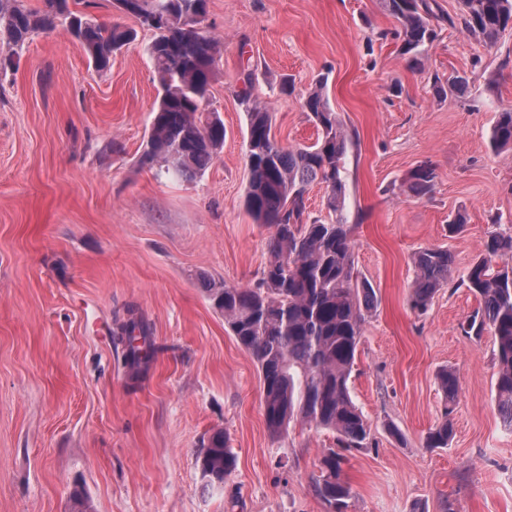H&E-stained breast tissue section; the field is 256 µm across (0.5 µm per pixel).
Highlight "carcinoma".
<instances>
[{
    "label": "carcinoma",
    "instance_id": "1",
    "mask_svg": "<svg viewBox=\"0 0 512 512\" xmlns=\"http://www.w3.org/2000/svg\"><path fill=\"white\" fill-rule=\"evenodd\" d=\"M434 0H383L399 28L381 30L377 39L401 41L403 53L419 65L425 46L437 37L432 20L457 26L489 45L512 31V0H460V12L438 16ZM128 4L125 15L159 14L164 20L148 27L153 39L148 54L160 88L149 136L139 162L165 166V173L192 180L200 177L224 146V122L205 111L214 78L219 43L204 29L208 0H113ZM71 0H43V9L27 8L23 0H0V47L20 49L39 31L66 27L100 72L112 56L135 40L136 31L120 22H104ZM303 109L317 129L311 146L285 148L272 136V116L253 104L248 110L246 157L248 185L244 207L257 224L273 228L269 258L252 287L211 283L213 307L224 316L237 343L256 363L263 383L262 407L268 431L278 436L300 421L335 433L342 448L372 444L371 426L351 396L350 377L362 337L364 312L377 304L367 282L353 285V225L343 216L346 196L345 158L351 137L334 112L323 84L309 92ZM496 151L512 149V108L498 113L490 133ZM434 169L419 166L410 191L428 193ZM326 188V207L336 219L308 221L305 196L310 186ZM415 279L410 303L426 309L436 292L453 281L452 255L425 248L413 257ZM478 300L463 332L474 339L493 337L497 371L495 402L504 426L512 430V228L489 233L481 254L460 280ZM119 340L124 359L137 379L154 358L149 327L136 318L122 326ZM437 381L445 398L441 420L425 438L428 448H446L453 435L452 409L458 394L453 370L443 368ZM344 457L331 449L320 461L314 492L330 512H347L351 488L344 478ZM209 485H222L236 468V456L224 432L215 433L199 457Z\"/></svg>",
    "mask_w": 512,
    "mask_h": 512
}]
</instances>
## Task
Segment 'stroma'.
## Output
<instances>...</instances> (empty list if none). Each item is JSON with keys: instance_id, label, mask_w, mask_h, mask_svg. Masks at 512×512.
I'll return each instance as SVG.
<instances>
[{"instance_id": "stroma-1", "label": "stroma", "mask_w": 512, "mask_h": 512, "mask_svg": "<svg viewBox=\"0 0 512 512\" xmlns=\"http://www.w3.org/2000/svg\"><path fill=\"white\" fill-rule=\"evenodd\" d=\"M203 26L221 45L205 109L225 135L192 181L138 163L158 98L150 32L104 72L60 27L0 70V512H75L76 485L95 512H329L313 485L332 433L270 434L256 365L203 285L252 286L268 259L272 231L244 208L240 91L271 112L278 143L305 147L317 130L301 101L322 78L352 137L355 273L378 296L350 383L375 444L344 453L348 512H512L493 339L462 330L478 301L447 285L426 310L408 302L415 252L446 249L461 272L512 226V151L489 143L512 107V32L489 46L439 23L416 66L399 41L375 40L398 26L382 0H209ZM457 73L465 91L436 93ZM425 163L436 178L416 197ZM132 315L157 348L136 381L114 339ZM444 367L454 433L429 448ZM219 430L237 468L213 489L198 457ZM435 177L434 169L431 166H419L411 176L410 191L414 195L427 194L433 187Z\"/></svg>"}]
</instances>
